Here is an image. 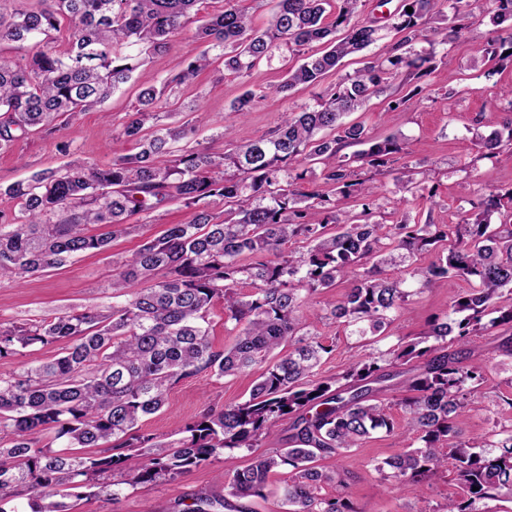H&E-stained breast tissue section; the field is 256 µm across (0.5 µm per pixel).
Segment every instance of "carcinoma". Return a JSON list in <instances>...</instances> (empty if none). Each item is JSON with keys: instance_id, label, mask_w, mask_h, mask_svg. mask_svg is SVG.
<instances>
[{"instance_id": "carcinoma-1", "label": "carcinoma", "mask_w": 512, "mask_h": 512, "mask_svg": "<svg viewBox=\"0 0 512 512\" xmlns=\"http://www.w3.org/2000/svg\"><path fill=\"white\" fill-rule=\"evenodd\" d=\"M476 0H400L385 16L400 34L385 56L369 58L355 75L340 76L314 103L285 115L268 137L240 140L222 155L190 144L196 124L163 123L172 117L169 82L142 88L124 135L133 155L106 166L72 162L62 171L34 174L0 189L18 213L0 210V277L23 279L60 267L72 257L105 250L131 232L127 219L177 202L193 211L187 224H171L148 238L112 274V306L105 311L65 309L32 326H0V358L61 343L54 358L0 374V512H21L15 497L27 496L28 512H71L70 500L120 499L123 486L174 480L226 450L258 446L284 420L287 446L255 455L224 476L225 495L197 492L181 512H250L246 501L264 497L270 474L281 476L289 512H354L346 497L353 471L322 469L319 458L348 457L372 435L400 429L413 444L375 465L400 490H417L441 468H452L461 494L444 512H512V423L497 416L512 397L486 400V366L468 362L473 338L495 329L512 332V191L487 189L457 224H429L407 216L392 224L370 221L373 210L405 201L422 190L407 171L393 184L369 183L362 175L411 153L410 142L371 138L343 121L407 81L436 58L426 32L445 24L451 36L468 28ZM197 0H38L28 8L0 7V41L33 44L25 62L0 60V151L31 129L55 127L103 104L128 83L147 57L195 26L205 49L176 81L184 84L215 60L241 77L274 55L301 57L272 92L320 85L342 60L379 39L374 20L353 21L363 0H277L268 25L258 30L249 14L226 0L204 23L192 11ZM413 12H407V8ZM493 23L485 51L512 58V0H491ZM69 32L64 47L57 33ZM426 42L420 50L416 45ZM320 42L319 55L305 48ZM478 120L470 142L481 157L512 162L501 150L512 141V121L487 130ZM187 141L179 152L170 143ZM346 146H357L351 155ZM314 177L344 197L364 199L363 222L336 210V200L303 184ZM224 201V220L210 201ZM425 253L434 254L427 265ZM389 269L400 271L389 277ZM471 284L451 301L443 319L423 335L400 339L385 350L353 358L341 378L319 376L330 346L300 312L319 290L348 283L330 315L350 336L377 344L404 314L410 298L441 280ZM251 292L240 291L241 285ZM237 329L223 350L209 338L214 303ZM404 417L372 398L373 385L399 375ZM265 369L244 401L209 407L162 441L139 432L140 421L161 410L171 386L204 373L237 376ZM345 383H340V380ZM481 407L492 415L483 436L460 440L465 413ZM123 479L112 480L114 471ZM478 490H473V487ZM330 487L334 493L323 495Z\"/></svg>"}]
</instances>
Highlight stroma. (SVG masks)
<instances>
[{
    "instance_id": "obj_1",
    "label": "stroma",
    "mask_w": 512,
    "mask_h": 512,
    "mask_svg": "<svg viewBox=\"0 0 512 512\" xmlns=\"http://www.w3.org/2000/svg\"><path fill=\"white\" fill-rule=\"evenodd\" d=\"M471 27L445 45H437L436 58L419 83L398 84L397 96H409V109L400 115L387 109L388 96L373 99L367 111L355 112L351 121L362 124L369 136L381 140L404 134L412 141L406 164L384 167L382 181L389 182L409 165L423 171L424 195L410 198L403 210L413 218L433 224L457 223L476 186L498 192L512 189V165L490 159H475L465 139L474 119L501 126L506 114L499 111L502 89L512 87V61L485 52L488 33L493 28L484 0H478ZM200 48L192 32L173 38L166 49L155 54L138 70L135 84L114 93L96 109L81 113L70 122L57 123L53 133L32 131L5 151H0V184L9 185L45 169H59L80 161L105 165L114 153L130 150L121 133L140 88L158 84L181 72ZM286 68L280 60L262 63L245 77L223 70H209L190 85L181 87L180 101L185 107H198L207 115L196 141L201 149L221 154L230 151L236 140L268 134L286 112L310 103L312 89L298 88L289 95L268 94L267 87L283 80ZM255 94L246 123H238L231 106L244 91ZM232 130L225 138L224 130ZM189 210L169 203L149 214L133 216L135 231L112 242L102 252H88L67 265L52 268L17 282L0 278V325H30L50 317L60 309H107L112 304V271L121 259L132 253L142 240L159 235L167 225L184 224ZM466 284L458 279L440 282L437 287L415 296L407 313L390 327L392 338H413L425 332L432 316L447 311L449 302ZM341 288L315 293L304 310L324 344L326 355L320 374L341 376L352 354L358 350L356 337L346 335L342 325L326 319ZM497 336H479L470 345L471 360L488 366L484 389L489 394L512 393V359L499 354ZM254 373L217 378L209 375L187 379L172 386L164 407L142 423L145 433L167 438L176 436L206 407H222L247 398ZM400 433L373 435L348 458L355 476L347 497L356 512H440L457 485L452 473L433 475L415 492H399L375 471L377 462L398 453L406 445ZM251 458L247 450L224 451L216 460L176 481H159L126 488L120 500L105 504L86 496L75 501L72 512H179L177 501L201 489L220 494L219 472L231 473L245 467Z\"/></svg>"
}]
</instances>
